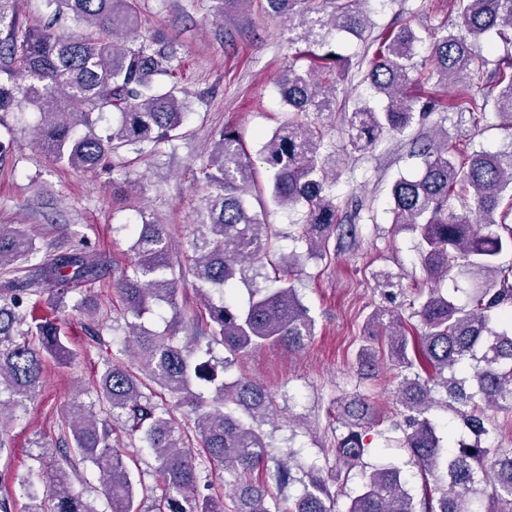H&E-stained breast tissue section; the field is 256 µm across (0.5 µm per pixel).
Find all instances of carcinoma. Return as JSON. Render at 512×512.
<instances>
[{
  "label": "carcinoma",
  "instance_id": "cac0c4a2",
  "mask_svg": "<svg viewBox=\"0 0 512 512\" xmlns=\"http://www.w3.org/2000/svg\"><path fill=\"white\" fill-rule=\"evenodd\" d=\"M313 0H266L267 12L286 17L314 64L291 65L278 80L288 111L320 114L335 103L331 85L345 70L327 36L336 31L363 38L370 27L356 0H334L319 11ZM49 22L39 28H12L0 40V112L26 103L39 110L36 140L56 163L95 171L132 148L142 154L178 138L186 103L174 77V52L160 39L140 31L137 0H43ZM459 21L435 38L431 56L437 84L448 85L467 74L484 79L485 60L475 42L491 32L512 30V0H459ZM421 37L407 23L379 39L364 80L385 100L376 110L356 106L345 115L351 146L373 148L386 135H402L437 103L422 104L405 95L414 75ZM490 79L499 91L494 108L512 128V60ZM116 110L107 119L108 109ZM323 136L296 118L265 138L258 159L273 173L259 206L305 209L297 239L307 257L322 259L334 239L355 237L342 223L334 203L335 163L321 157ZM422 171L401 177L391 188L393 223L420 239L423 280L410 303L420 326H410L397 309L378 308L370 316L374 330L360 353L369 367L380 356L398 367L394 389L400 419L390 430L421 469L423 496L406 489L401 470L369 466L365 457L371 427L384 421L368 399L355 395L336 406L340 434L331 449V470L313 465L303 491L283 492L297 482L292 467L273 459L263 425L273 413L270 390L257 379L224 382V372L238 357L283 344L305 348L316 321L299 298L292 272L301 254L278 253L276 231L253 211L249 197L253 160L235 130L218 132L208 159L196 170L204 185L194 212L196 222L181 242L186 267L169 262L167 225L137 208L136 222L114 231L132 235L133 258L114 283L127 315V348L137 370L109 364L94 389L95 399L75 402L67 416L68 436L56 448L57 462L45 484L33 475L42 470L45 451L31 456L21 495L28 512H100L95 501L75 488L80 467L102 480L107 512H145L153 489L142 483L126 456L112 448L115 420L131 438L150 450L156 462L152 512H224V498L208 493L212 473L186 449L194 434L208 463L235 475L232 512H332L330 484L340 488L353 472L361 491L346 512H512V447L496 442L498 427L485 411L507 405L512 411V263L499 262L512 250V155L466 153L448 147V137L415 143ZM455 199L458 208L448 209ZM41 252L36 240L14 224H0V266L18 263L17 276L0 283V429L36 393L50 365H66L69 336L57 319L35 316L33 298L53 292V312L70 307L95 321L87 286L96 282L103 262L87 247L45 253L35 274L22 275L24 264ZM462 268L472 284L463 305L433 284ZM194 280L205 317L193 320L188 336L176 329L152 331L139 320L152 307L178 309L179 283ZM249 288L246 304L231 301L239 285ZM73 298L68 305L67 298ZM228 356L218 359L214 346ZM445 390V405L474 435L441 444L430 417L433 391ZM185 409L184 420L175 412ZM261 479H252L254 471Z\"/></svg>",
  "mask_w": 512,
  "mask_h": 512
}]
</instances>
